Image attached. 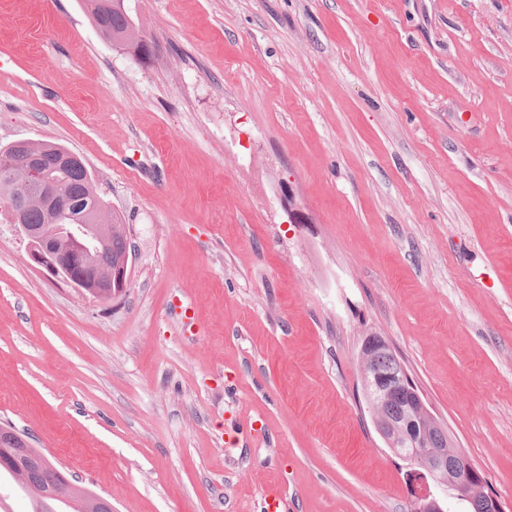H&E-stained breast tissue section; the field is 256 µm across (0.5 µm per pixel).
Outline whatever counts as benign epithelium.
<instances>
[{
    "instance_id": "1",
    "label": "benign epithelium",
    "mask_w": 512,
    "mask_h": 512,
    "mask_svg": "<svg viewBox=\"0 0 512 512\" xmlns=\"http://www.w3.org/2000/svg\"><path fill=\"white\" fill-rule=\"evenodd\" d=\"M77 156L69 151L58 152L56 162L48 167L40 155L30 148V141L10 144L0 152V183L9 187L3 195L4 208L15 226L30 242L29 259L34 267L44 269L70 287L100 300H114L125 294L129 282V252L118 256L105 271H93L96 256L112 240L116 232L128 237L127 225L67 224L74 203L63 189L59 173L69 168ZM42 205L50 214L48 224H28L26 203ZM361 381L368 410L377 433L387 447L406 463L411 477L413 512H447L448 504L435 496L433 485H444L460 498L468 486L484 483L483 473L460 452L448 458V449L437 448L426 438L422 425L429 421L427 409L417 387L406 369L392 373L371 372L374 349H360ZM396 397H405L407 407L401 417L392 419L387 409ZM18 446L20 459L31 456L29 441L17 432H6Z\"/></svg>"
}]
</instances>
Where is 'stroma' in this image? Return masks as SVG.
Returning <instances> with one entry per match:
<instances>
[{
	"label": "stroma",
	"mask_w": 512,
	"mask_h": 512,
	"mask_svg": "<svg viewBox=\"0 0 512 512\" xmlns=\"http://www.w3.org/2000/svg\"><path fill=\"white\" fill-rule=\"evenodd\" d=\"M85 2L0 0V145L85 161L129 285L0 215V424L112 512H409L376 332L511 503L512 0H123L144 62Z\"/></svg>",
	"instance_id": "35a3bbf8"
}]
</instances>
